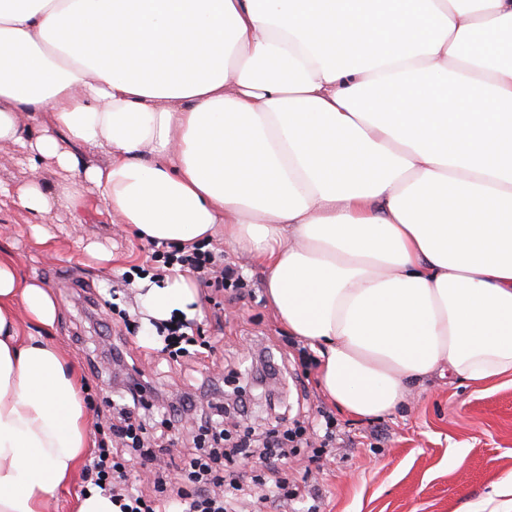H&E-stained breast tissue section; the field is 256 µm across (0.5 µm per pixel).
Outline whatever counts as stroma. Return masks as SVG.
Wrapping results in <instances>:
<instances>
[{
    "mask_svg": "<svg viewBox=\"0 0 512 512\" xmlns=\"http://www.w3.org/2000/svg\"><path fill=\"white\" fill-rule=\"evenodd\" d=\"M28 215L0 197V225L22 275L51 290L57 305L55 339L84 381L95 437L112 435L114 373L104 364L102 341L124 345L134 364L167 392L196 388L233 390L246 386L248 351L261 347L288 354L274 406L256 401L249 418L225 419L232 433L292 421L326 406L318 364L301 363L297 345H284V327L269 307L263 268L226 245L210 249L225 266L250 280L252 295L222 297L215 312L211 288L198 286L194 321L212 357L170 359L154 328L144 324L137 300L140 275H153L155 247L105 222L95 212L75 221L67 211L53 214L47 245L36 242ZM98 243L112 254L100 267L86 253ZM344 443L328 449L312 476L321 492L320 512H465L486 489L512 473V383L485 389L432 378L397 412L358 419L335 411Z\"/></svg>",
    "mask_w": 512,
    "mask_h": 512,
    "instance_id": "obj_1",
    "label": "stroma"
}]
</instances>
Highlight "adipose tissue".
Returning <instances> with one entry per match:
<instances>
[{
    "label": "adipose tissue",
    "instance_id": "1",
    "mask_svg": "<svg viewBox=\"0 0 512 512\" xmlns=\"http://www.w3.org/2000/svg\"><path fill=\"white\" fill-rule=\"evenodd\" d=\"M0 142L69 174L11 192L39 243L91 185L143 241L249 254L354 417L512 379V0H0ZM57 314L0 248V512H45L95 446Z\"/></svg>",
    "mask_w": 512,
    "mask_h": 512
}]
</instances>
